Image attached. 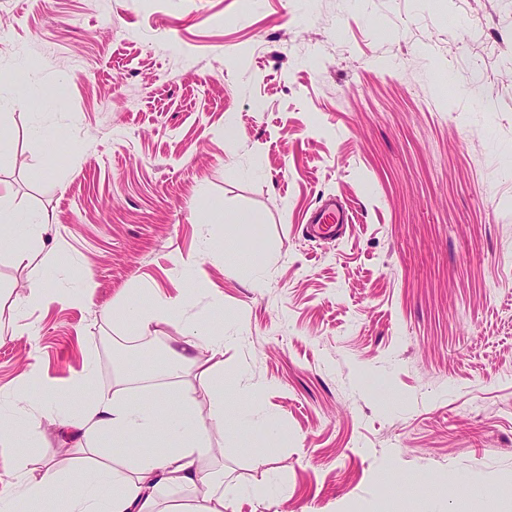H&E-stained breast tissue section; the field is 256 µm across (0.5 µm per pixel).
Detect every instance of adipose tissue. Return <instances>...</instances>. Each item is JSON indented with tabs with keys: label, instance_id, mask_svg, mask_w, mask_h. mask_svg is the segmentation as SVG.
<instances>
[{
	"label": "adipose tissue",
	"instance_id": "ef3b65f1",
	"mask_svg": "<svg viewBox=\"0 0 512 512\" xmlns=\"http://www.w3.org/2000/svg\"><path fill=\"white\" fill-rule=\"evenodd\" d=\"M190 297L157 298L151 312L130 306L126 320L140 332L170 320L186 318ZM224 333L189 324L166 364L167 383L142 392L140 398L117 399L92 389V368L66 383H42L38 392L19 391L18 398L57 410V425L72 442L70 470L46 462L28 468L14 460L9 478L0 483V512H161L162 490L193 494L188 512H224L228 484L223 469L204 470L213 455L212 429L224 426ZM199 371V385L184 388V373ZM88 401L77 409L68 401L81 393ZM213 401L209 416L198 412L199 400ZM160 431L156 449L141 450L137 437Z\"/></svg>",
	"mask_w": 512,
	"mask_h": 512
}]
</instances>
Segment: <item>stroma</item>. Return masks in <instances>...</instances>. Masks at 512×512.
<instances>
[{"mask_svg": "<svg viewBox=\"0 0 512 512\" xmlns=\"http://www.w3.org/2000/svg\"><path fill=\"white\" fill-rule=\"evenodd\" d=\"M0 130L8 205L51 216L0 226V413L40 424L0 467L67 466L18 389L164 383L186 321L155 351L120 313L190 287L226 512H512V0H0ZM331 196L352 224L309 239Z\"/></svg>", "mask_w": 512, "mask_h": 512, "instance_id": "35a3bbf8", "label": "stroma"}]
</instances>
